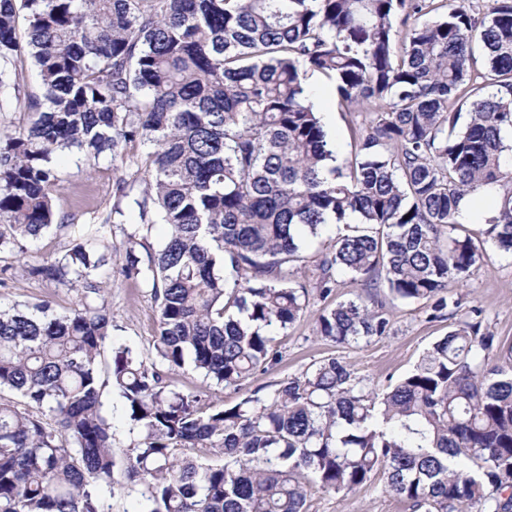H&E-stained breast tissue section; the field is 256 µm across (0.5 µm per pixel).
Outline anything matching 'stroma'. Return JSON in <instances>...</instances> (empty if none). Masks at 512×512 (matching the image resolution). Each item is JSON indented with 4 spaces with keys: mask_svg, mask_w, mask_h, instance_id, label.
Masks as SVG:
<instances>
[{
    "mask_svg": "<svg viewBox=\"0 0 512 512\" xmlns=\"http://www.w3.org/2000/svg\"><path fill=\"white\" fill-rule=\"evenodd\" d=\"M313 98L329 139L348 151L351 141V117L340 112L332 87L320 76L308 79ZM62 187L54 199L59 215L87 224L99 211L112 205L118 194L119 179L130 178L131 171L123 160L105 155L87 162L71 156L61 167ZM124 236L115 231L111 247L114 253L110 271L102 277L105 299L112 311V343L128 346L143 357L153 356V340L157 327V310L147 289L137 287L120 272ZM357 285L337 288L328 301L310 296L300 318L279 339L280 362L257 372L246 384L247 390L276 383L300 375L313 363L331 354H338L351 363L358 376L370 379L380 389L397 383L417 364L422 354L440 336L447 334L451 320L432 321L425 305L389 300L386 289H379L394 320L392 335L368 344L335 348L317 339L315 327L324 304H336L360 293ZM450 295L459 297L463 306L478 305L484 310L482 325L505 344H512V255L489 249L483 267L464 286L449 285ZM51 300L58 311L76 306L78 293L54 284L28 278L16 272L5 287L0 288V304L33 303ZM103 414L112 425L113 452L118 465H125V452L137 437L128 419L123 399L117 392L103 394ZM308 512H408L398 498L383 493L375 486H366L348 494L313 492L308 500Z\"/></svg>",
    "mask_w": 512,
    "mask_h": 512,
    "instance_id": "stroma-1",
    "label": "stroma"
}]
</instances>
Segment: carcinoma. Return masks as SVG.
Listing matches in <instances>:
<instances>
[{
  "instance_id": "cac0c4a2",
  "label": "carcinoma",
  "mask_w": 512,
  "mask_h": 512,
  "mask_svg": "<svg viewBox=\"0 0 512 512\" xmlns=\"http://www.w3.org/2000/svg\"><path fill=\"white\" fill-rule=\"evenodd\" d=\"M496 2L480 17L452 0L422 22L435 0H0V90L31 114L0 132V251L80 292L65 314L0 306V390L24 405L0 398V512H105L117 485L138 512H306L313 490L353 492L379 473L411 512H512V345L482 330L478 305L383 392L336 355L229 406L169 376L189 362L243 389L281 360L277 336L309 283L323 299L369 290L319 315L317 336L338 347L391 334L381 286L434 320L457 315L448 282L486 258L462 222L469 195L493 192L489 241L512 253V0ZM313 74L365 114L342 160ZM136 141L140 194L121 179L100 222L56 217L63 155L121 157ZM127 208L141 224L121 271L157 308L151 362L112 346L99 280ZM52 226L64 254L25 260L24 242ZM108 381L137 430L122 482Z\"/></svg>"
}]
</instances>
